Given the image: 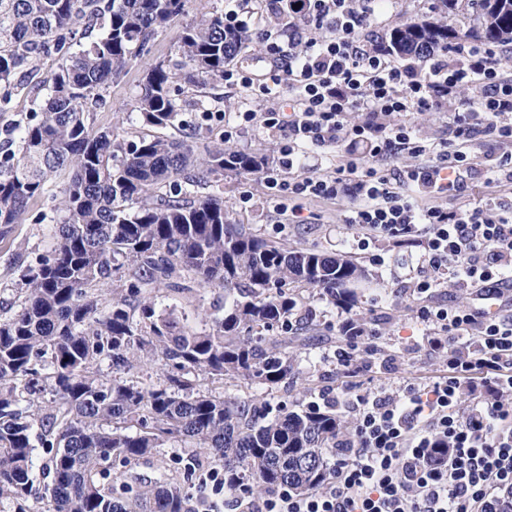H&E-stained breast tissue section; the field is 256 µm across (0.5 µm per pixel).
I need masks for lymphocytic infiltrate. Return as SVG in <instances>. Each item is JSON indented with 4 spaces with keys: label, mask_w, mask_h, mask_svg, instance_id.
<instances>
[{
    "label": "lymphocytic infiltrate",
    "mask_w": 512,
    "mask_h": 512,
    "mask_svg": "<svg viewBox=\"0 0 512 512\" xmlns=\"http://www.w3.org/2000/svg\"><path fill=\"white\" fill-rule=\"evenodd\" d=\"M378 0H263L269 67L228 69L225 79L265 107L262 129L277 144L262 178L274 209L309 200L342 205L359 250L376 236L422 242L417 295L459 278L487 302L512 282V77L499 47L457 39L416 65L365 44ZM321 30L309 37L308 25ZM413 112L447 113L451 135L428 139ZM487 152L476 153L477 143ZM481 165L496 192L471 206L455 199L464 169ZM427 351L445 367L409 378L396 396L356 398L355 443H340L319 490L281 488L253 512H512V315L423 305ZM482 379L491 399L461 409L465 384Z\"/></svg>",
    "instance_id": "f902f5d3"
}]
</instances>
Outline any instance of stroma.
<instances>
[{"instance_id": "obj_1", "label": "stroma", "mask_w": 512, "mask_h": 512, "mask_svg": "<svg viewBox=\"0 0 512 512\" xmlns=\"http://www.w3.org/2000/svg\"><path fill=\"white\" fill-rule=\"evenodd\" d=\"M430 8V0H387L382 17L365 30L364 39L370 42L384 36L407 18L428 14ZM178 58L174 32L158 33L151 41L150 53L131 62L125 74L107 88L106 104L94 114L95 127L120 128L132 141L145 133L139 114L126 111L125 105L136 94L149 65ZM193 134V141L201 150L227 142L235 149L271 156L276 153L273 140L263 134L259 125L252 123L239 127L229 141L224 138L223 122L216 119L196 121ZM220 191L234 222L291 248L359 254L371 273V284L356 288L355 302L347 311L328 305L317 291L303 290L304 302L295 319L298 324L312 325L314 339L301 353L300 378L267 394V401L299 409L326 395L337 399L336 410L342 413L346 410V401L381 391L393 393L403 379L424 376L438 368V359L421 345L424 327L414 315L418 303L412 293L418 273L417 248L399 247L389 238L380 236L374 240L369 253H358L357 230L341 223L336 203L327 200L306 202L305 223H289L287 216L273 211L269 191L256 174L225 176ZM42 209V204H34L13 233L0 240L1 309L14 304L21 271L47 255L51 248L49 222L36 220ZM349 317L378 331L379 336L359 339L351 351L350 363L344 364L337 361L334 351L344 343L338 325Z\"/></svg>"}]
</instances>
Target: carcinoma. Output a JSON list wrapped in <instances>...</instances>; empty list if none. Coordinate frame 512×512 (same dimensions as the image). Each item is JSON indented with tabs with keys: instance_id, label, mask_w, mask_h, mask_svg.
I'll list each match as a JSON object with an SVG mask.
<instances>
[{
	"instance_id": "1",
	"label": "carcinoma",
	"mask_w": 512,
	"mask_h": 512,
	"mask_svg": "<svg viewBox=\"0 0 512 512\" xmlns=\"http://www.w3.org/2000/svg\"><path fill=\"white\" fill-rule=\"evenodd\" d=\"M467 32L427 16L390 30L384 48L402 60L464 36L512 43V0H476ZM182 0H0V111L46 59L56 68L33 85V108L7 130L0 152V239L38 200L62 212L50 252L28 267L17 309L0 314V508L4 512H192L185 484L213 467L224 492L298 493L331 477L328 456L345 424L336 409L273 407L257 396L204 393L195 379L229 377L269 391L298 377L294 351L309 336L289 332L297 288L345 310L368 279L346 253L293 249L233 222L214 190L226 174H255L267 157L217 144L203 158L186 139V91L224 80L250 35L206 13L182 23ZM98 33H93V30ZM172 30L180 60L151 65L126 104L161 133L129 141L94 129L105 91L131 59ZM66 174L55 191L52 176ZM114 278L122 288L102 300ZM159 285L177 294L224 293L197 331L176 310L159 312ZM281 329L277 336L263 332ZM163 361L144 379L141 359ZM107 361L111 375L98 362ZM48 392L45 405L33 396ZM179 439L186 452L156 476L123 472ZM55 453L34 489L35 445Z\"/></svg>"
}]
</instances>
